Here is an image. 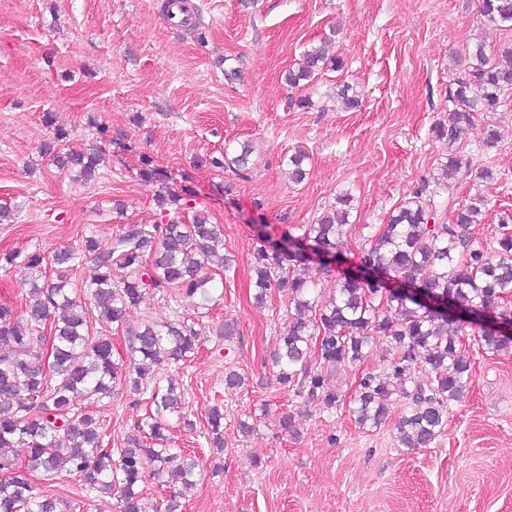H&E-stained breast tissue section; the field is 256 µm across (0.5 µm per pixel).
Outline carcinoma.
I'll return each mask as SVG.
<instances>
[{
    "label": "carcinoma",
    "instance_id": "obj_1",
    "mask_svg": "<svg viewBox=\"0 0 512 512\" xmlns=\"http://www.w3.org/2000/svg\"><path fill=\"white\" fill-rule=\"evenodd\" d=\"M482 21L512 27V0H482ZM332 38L324 37L302 53L297 67L288 70L291 88L312 85L319 73L338 67L329 55ZM468 78L449 91L454 108L448 125L435 128L445 142V176L468 170L455 144L473 129L475 113L491 112L504 89L512 88V50L489 57L484 45L469 53ZM58 129L54 141L41 145L56 167L71 180H89L102 155L74 150L64 144ZM252 147L243 143L227 159L238 172L249 170ZM306 154L288 157V177L305 180ZM141 181L159 185L155 201L161 212L158 224H128L103 246L93 236L83 238L78 250L61 249L51 258L42 253L11 251L0 256L9 266L30 271L24 307L0 303V512H69L62 499L35 492L27 477L39 471L52 478L63 472L79 477L89 489L116 500L115 512H181L173 494L164 509L147 510L139 486L147 467L159 475L170 470L183 488L196 485V461L181 448H168L166 432L171 418H183L185 400L181 389L149 372V365L181 361L198 348L201 333L195 322H151L134 335L129 363L115 362L112 339L95 324H121L127 311L142 301L146 290L175 289L202 304L211 300L214 258L224 246L219 225L191 205L194 191L167 189V172L143 163ZM485 200L476 195L453 207L452 223H435L433 203L407 200L401 204L373 239L359 251V274H346L327 299L312 294L310 281L294 272L321 257H334L351 224L353 198L343 192L335 205L303 233L266 238L256 253L255 301L282 292L294 310L282 345L274 355L278 383L305 403L333 410L341 395L333 391L319 363L357 365L377 339L385 343L390 359L382 371L359 377L353 410L361 428L385 424L400 400L408 412L397 423V441L404 448H426L439 436L448 418V405L463 397L470 382L471 363L461 354L460 336L468 325L479 328L483 345L493 351L512 349V334L497 327L486 313L512 316V215L501 219L502 232L496 248L475 243L467 233L482 223ZM88 260L94 274L72 286L69 272ZM387 277L393 288L381 295L370 276ZM417 288L431 301L454 311L434 313L407 292ZM49 329V335L41 333ZM50 344V352L43 351ZM427 366L416 372L418 362ZM128 394L148 396L154 410L143 428L127 437L125 446L112 448L96 411L76 407L78 396L101 400L112 394L115 383ZM215 448L224 447V414L214 406L209 412ZM27 450L24 469L14 449Z\"/></svg>",
    "mask_w": 512,
    "mask_h": 512
}]
</instances>
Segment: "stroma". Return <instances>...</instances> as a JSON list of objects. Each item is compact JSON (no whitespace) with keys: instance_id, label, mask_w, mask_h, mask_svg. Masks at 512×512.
I'll return each mask as SVG.
<instances>
[{"instance_id":"stroma-1","label":"stroma","mask_w":512,"mask_h":512,"mask_svg":"<svg viewBox=\"0 0 512 512\" xmlns=\"http://www.w3.org/2000/svg\"><path fill=\"white\" fill-rule=\"evenodd\" d=\"M197 31L171 28L163 0H0V206L19 204L0 224V254L51 255L78 248L85 232L109 244L127 224L160 220L154 186L139 178L143 161L167 171L173 188L197 193L198 209L224 231V293L199 319L201 347L186 361L157 367L179 383L190 425H171L167 445L189 449L199 464L183 512H512V350L485 349L462 336L470 384L450 403L442 433L426 448L396 441L394 421L359 428L351 398L361 373L381 369L388 353L373 341L360 367L323 373L341 394L337 409L306 404L280 386L271 357L288 323L280 293L264 306L252 279L261 235L296 231L350 191L355 210L338 260L312 264L322 296L357 265L358 249L391 212L428 199L446 148L434 132L448 121V90L468 72V48H512V29L479 24V0H194ZM333 36L342 66L307 90L285 82L310 44ZM236 69L234 81L225 69ZM360 95L347 108L342 85ZM309 106H302V99ZM53 113V125L43 121ZM498 134L483 147L481 129ZM75 148L106 152L93 181L60 174L39 151L55 128ZM250 142L251 170L213 167L225 146ZM471 169L440 194L436 221L451 223L447 202L485 200L475 242L491 243L501 214L512 211V90L457 145ZM304 151L307 178L289 182L287 159ZM491 168L493 180H482ZM196 299L149 292L112 328L113 353L127 356L132 333L151 321L196 318ZM236 325L232 343L218 327ZM240 387L228 388L227 372ZM92 407L111 447H124L149 411L123 387ZM224 409V449L209 442L207 412ZM294 417L283 431V412ZM252 430L242 433L240 423ZM38 492L72 512H113L111 499L76 477L33 473Z\"/></svg>"}]
</instances>
